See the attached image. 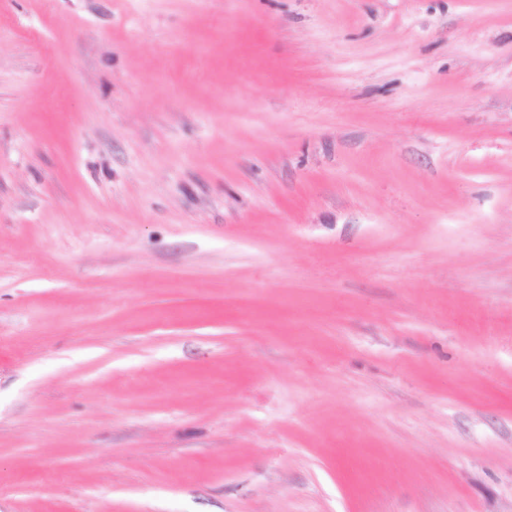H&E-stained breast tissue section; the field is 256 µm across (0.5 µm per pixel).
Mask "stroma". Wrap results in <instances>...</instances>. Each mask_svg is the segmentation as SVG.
Wrapping results in <instances>:
<instances>
[{
    "instance_id": "1",
    "label": "stroma",
    "mask_w": 512,
    "mask_h": 512,
    "mask_svg": "<svg viewBox=\"0 0 512 512\" xmlns=\"http://www.w3.org/2000/svg\"><path fill=\"white\" fill-rule=\"evenodd\" d=\"M0 512H512V0H0Z\"/></svg>"
}]
</instances>
